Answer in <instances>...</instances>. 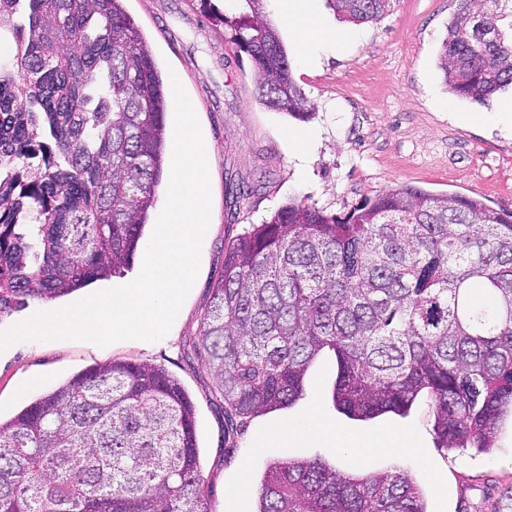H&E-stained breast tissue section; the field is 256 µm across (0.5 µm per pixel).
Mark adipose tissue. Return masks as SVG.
I'll use <instances>...</instances> for the list:
<instances>
[{
    "mask_svg": "<svg viewBox=\"0 0 512 512\" xmlns=\"http://www.w3.org/2000/svg\"><path fill=\"white\" fill-rule=\"evenodd\" d=\"M309 2L310 0H279L280 12L292 25L301 49H308L312 44L325 39L335 42L351 39V31L339 29L332 33L314 20L308 9ZM263 438L284 446L297 439L330 440L351 454L362 448L393 453L411 445L409 436L403 432H380L364 436L345 433L315 412L302 421L270 429L264 433Z\"/></svg>",
    "mask_w": 512,
    "mask_h": 512,
    "instance_id": "obj_1",
    "label": "adipose tissue"
}]
</instances>
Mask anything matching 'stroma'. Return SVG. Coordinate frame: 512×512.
I'll use <instances>...</instances> for the list:
<instances>
[{
  "label": "stroma",
  "mask_w": 512,
  "mask_h": 512,
  "mask_svg": "<svg viewBox=\"0 0 512 512\" xmlns=\"http://www.w3.org/2000/svg\"><path fill=\"white\" fill-rule=\"evenodd\" d=\"M163 71H174L215 148L209 171L211 223L201 245L200 269L181 308L174 339L146 348L125 340L101 347L85 340L18 342L0 354V419L93 366L112 360L148 363L178 380L196 410L203 488L214 512H251L260 477L271 461L322 459L337 467L377 472L397 465L426 489L428 512H512V432L490 455L440 447L433 413L420 398L403 416L366 421L338 413L332 401L336 358L321 353L310 369V388L290 408L227 429L215 379L199 347L200 324L212 287L224 268L228 242L267 221L289 201L344 216L390 186L412 185L439 194L479 195L492 208L512 211V135L488 122L495 104L454 96L438 67L456 0H396L380 20L347 25L327 0L315 9L324 27L352 28L349 42L318 49L306 59L292 29L265 0V12L286 48L292 78L312 114L298 120L259 99L251 59L214 26L196 0H125ZM314 141L300 155L292 135ZM249 189L247 209L236 210L227 189ZM25 394H18L19 385ZM355 435L387 430L409 434L411 448L367 452L350 459L334 443L302 441L260 445L270 427L305 418L312 410ZM244 486L243 501L229 491Z\"/></svg>",
  "instance_id": "1"
}]
</instances>
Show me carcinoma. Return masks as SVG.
<instances>
[{
	"label": "carcinoma",
	"instance_id": "obj_1",
	"mask_svg": "<svg viewBox=\"0 0 512 512\" xmlns=\"http://www.w3.org/2000/svg\"><path fill=\"white\" fill-rule=\"evenodd\" d=\"M124 0H0V317L130 267L164 176L169 87ZM229 19L265 105L306 94L264 0ZM396 0H331L351 22ZM512 0H457L439 67L485 104L512 86ZM234 427L284 409L335 354L336 408L357 420L429 398L445 448L512 425V211L476 196L385 189L343 217L302 202L227 245L200 327ZM194 407L165 370L109 361L0 422V512H212ZM253 512H426L396 468L275 461Z\"/></svg>",
	"mask_w": 512,
	"mask_h": 512
}]
</instances>
